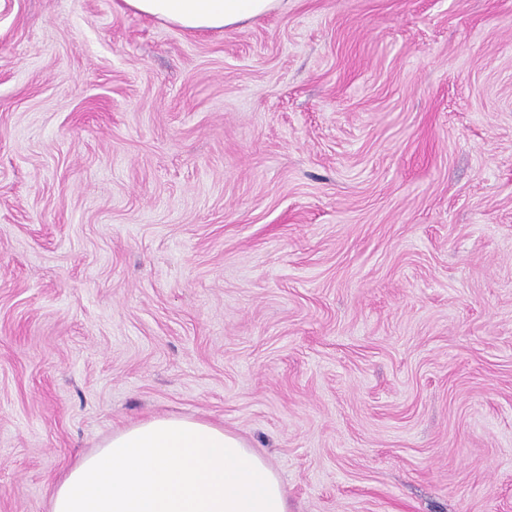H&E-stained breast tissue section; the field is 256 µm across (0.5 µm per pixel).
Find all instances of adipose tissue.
<instances>
[{"label":"adipose tissue","instance_id":"1","mask_svg":"<svg viewBox=\"0 0 512 512\" xmlns=\"http://www.w3.org/2000/svg\"><path fill=\"white\" fill-rule=\"evenodd\" d=\"M191 33L237 28L289 0H122ZM50 512H289L279 474L213 423L153 417L116 432L57 483Z\"/></svg>","mask_w":512,"mask_h":512}]
</instances>
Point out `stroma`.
<instances>
[{
  "mask_svg": "<svg viewBox=\"0 0 512 512\" xmlns=\"http://www.w3.org/2000/svg\"><path fill=\"white\" fill-rule=\"evenodd\" d=\"M155 415L290 512H512V0H0V512ZM126 10L191 33L237 28L288 9L290 0H122Z\"/></svg>",
  "mask_w": 512,
  "mask_h": 512,
  "instance_id": "1",
  "label": "stroma"
}]
</instances>
